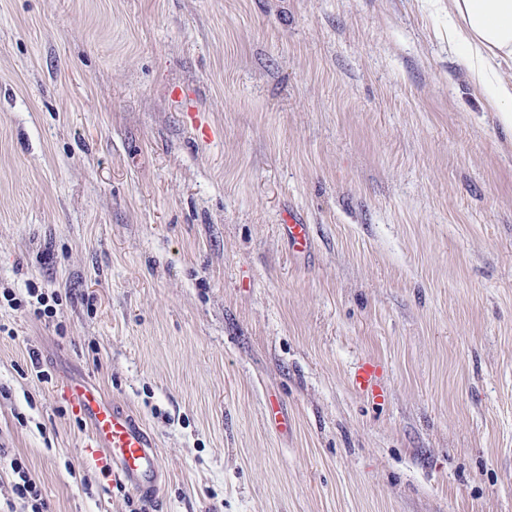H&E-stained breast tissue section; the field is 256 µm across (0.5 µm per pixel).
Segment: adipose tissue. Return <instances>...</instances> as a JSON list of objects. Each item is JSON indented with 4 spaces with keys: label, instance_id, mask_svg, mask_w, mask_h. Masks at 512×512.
<instances>
[{
    "label": "adipose tissue",
    "instance_id": "ef3b65f1",
    "mask_svg": "<svg viewBox=\"0 0 512 512\" xmlns=\"http://www.w3.org/2000/svg\"><path fill=\"white\" fill-rule=\"evenodd\" d=\"M448 42L464 48L476 87L487 90L500 131L512 137V0H448Z\"/></svg>",
    "mask_w": 512,
    "mask_h": 512
}]
</instances>
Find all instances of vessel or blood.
Wrapping results in <instances>:
<instances>
[{
  "label": "vessel or blood",
  "mask_w": 512,
  "mask_h": 512,
  "mask_svg": "<svg viewBox=\"0 0 512 512\" xmlns=\"http://www.w3.org/2000/svg\"><path fill=\"white\" fill-rule=\"evenodd\" d=\"M285 231L295 252L308 250L309 225L293 220L286 224ZM380 378L379 364L369 360L358 366L351 382L359 392L378 400L382 397ZM60 389L71 411L89 423L86 460L144 499H157L166 474L157 442L146 426L127 409L110 402L91 381L68 377L62 380Z\"/></svg>",
  "instance_id": "obj_1"
}]
</instances>
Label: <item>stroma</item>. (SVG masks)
Returning a JSON list of instances; mask_svg holds the SVG:
<instances>
[{
  "label": "stroma",
  "mask_w": 512,
  "mask_h": 512,
  "mask_svg": "<svg viewBox=\"0 0 512 512\" xmlns=\"http://www.w3.org/2000/svg\"><path fill=\"white\" fill-rule=\"evenodd\" d=\"M464 54L447 0H0V448L49 512L132 494L65 376L156 438L145 512H512V146ZM288 223L284 224V229L295 252L307 251L311 244L309 224L299 223L292 218L288 219ZM28 293L32 297H36L38 306L33 308V315L36 317H48L52 318L56 316L57 309L55 305L59 304L58 294L54 291L50 294L43 291V288H39L36 284L30 283ZM51 302L53 304H51ZM381 368L378 363L368 360L358 366L352 374V385L374 401L383 398L380 387Z\"/></svg>",
  "instance_id": "1"
}]
</instances>
